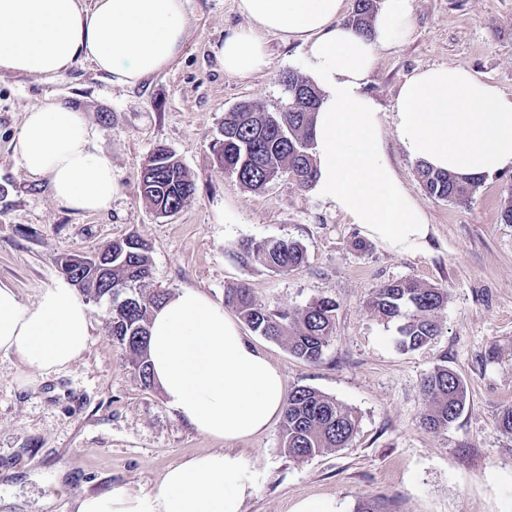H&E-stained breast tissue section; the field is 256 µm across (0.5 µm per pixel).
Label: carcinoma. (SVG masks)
Returning a JSON list of instances; mask_svg holds the SVG:
<instances>
[{
	"label": "carcinoma",
	"mask_w": 512,
	"mask_h": 512,
	"mask_svg": "<svg viewBox=\"0 0 512 512\" xmlns=\"http://www.w3.org/2000/svg\"><path fill=\"white\" fill-rule=\"evenodd\" d=\"M377 9V0H355L347 22L365 31ZM282 82L290 99L285 112H264L244 102L224 113L221 138L213 150L224 171L247 188L258 191L283 175L300 187L316 180L311 129L321 94L309 80L293 71ZM425 191L446 201H465L478 180L435 171L421 163L417 169ZM195 185L183 165L165 148L155 149L143 164L140 196L161 216L180 211L193 197ZM246 258L277 273H289L306 261L304 247L293 240L248 241ZM101 269L78 263L80 257L62 254L57 264L80 292L93 301L108 302L105 316L113 341L131 356L142 384L155 385L147 351L151 315L167 298L164 291L146 292L152 275L150 246L129 236L104 245ZM448 302L440 287L424 286L413 279L387 282L375 289L368 305L381 319L396 322L397 344L417 350L440 333L438 317ZM224 305L232 307L256 332L281 342L295 357L317 364L335 330L336 301L316 298L299 311L273 308L255 299L250 288L224 289ZM422 426L438 433L448 430L466 407L467 386L461 376L439 365L422 381ZM358 428V416L314 388L298 386L288 392L282 413V447L293 458L313 457L325 450L346 448Z\"/></svg>",
	"instance_id": "obj_1"
}]
</instances>
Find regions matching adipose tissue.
Listing matches in <instances>:
<instances>
[{
  "instance_id": "ef3b65f1",
  "label": "adipose tissue",
  "mask_w": 512,
  "mask_h": 512,
  "mask_svg": "<svg viewBox=\"0 0 512 512\" xmlns=\"http://www.w3.org/2000/svg\"><path fill=\"white\" fill-rule=\"evenodd\" d=\"M249 27L226 35L215 56L248 78L267 64L266 38L305 48V71L321 91L313 128L318 197L397 253H422L425 212L389 160L379 107L366 86L377 54L412 30V0H382L368 31L345 23V0H238ZM186 0H0V71L52 77L79 63L140 85L170 67L187 36ZM397 138L416 161L482 178L512 167V94L463 69L416 70L400 88ZM82 112L48 95L24 114L14 152L27 175L47 180L55 201L97 213L120 191L111 158L93 142ZM91 311L59 279L31 304L0 287V352L30 376L69 366L86 352ZM151 371L166 404L197 432L227 441L252 437L281 415V373L247 342L238 321L206 294L185 288L155 310ZM243 454L194 455L169 468L154 493L123 488L77 499L76 512H243L256 490Z\"/></svg>"
}]
</instances>
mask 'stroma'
Wrapping results in <instances>:
<instances>
[{"label": "stroma", "mask_w": 512, "mask_h": 512, "mask_svg": "<svg viewBox=\"0 0 512 512\" xmlns=\"http://www.w3.org/2000/svg\"><path fill=\"white\" fill-rule=\"evenodd\" d=\"M182 56L134 88L79 64L50 79L0 72V286L27 304L60 279V254L86 256L128 235L152 245L150 287L193 288L215 301L247 285L265 303L296 311L335 300L336 329L318 364L245 330L282 374L355 411L348 447L296 460L281 446V423L235 442L197 433L144 387L112 341L105 307L91 304L89 348L70 366L29 381L15 356L0 353V512H75L74 500L123 487L153 492L165 471L208 451L244 454L258 474L244 512H290L298 501L332 498L336 512L374 503L378 512H512V435L497 416L512 406V168L480 179L465 203L430 197L395 133L405 80L433 65L461 68L512 93V0H413V30L378 57L368 93L380 107L390 161L426 213L431 236L415 257L365 240L359 225L289 177L254 191L225 175L213 146L225 112L243 101L285 110L283 72L304 74L299 42L267 39L268 65L248 79L226 74L213 48L247 28L236 0H188ZM52 93L84 112L100 136L121 192L109 210L86 214L29 179L14 154L24 114ZM163 146L195 184L190 203L161 217L140 198L141 167ZM289 239L306 263L279 274L244 260L246 240ZM412 278L448 292L441 331L427 346L401 351L397 326L369 308L374 289ZM445 364L465 381L467 405L448 431L423 428L420 384Z\"/></svg>", "instance_id": "35a3bbf8"}]
</instances>
